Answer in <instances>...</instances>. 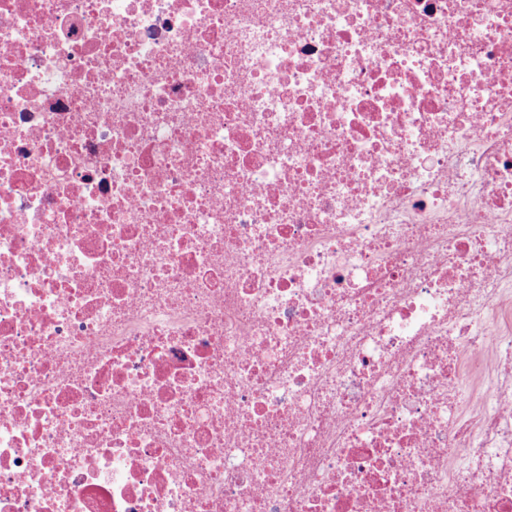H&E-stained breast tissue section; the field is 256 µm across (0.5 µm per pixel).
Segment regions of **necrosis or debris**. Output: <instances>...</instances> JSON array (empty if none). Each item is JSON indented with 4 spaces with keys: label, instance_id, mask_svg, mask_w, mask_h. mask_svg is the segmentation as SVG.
Listing matches in <instances>:
<instances>
[{
    "label": "necrosis or debris",
    "instance_id": "4bbe7bcc",
    "mask_svg": "<svg viewBox=\"0 0 512 512\" xmlns=\"http://www.w3.org/2000/svg\"><path fill=\"white\" fill-rule=\"evenodd\" d=\"M0 512H512V0H0Z\"/></svg>",
    "mask_w": 512,
    "mask_h": 512
}]
</instances>
